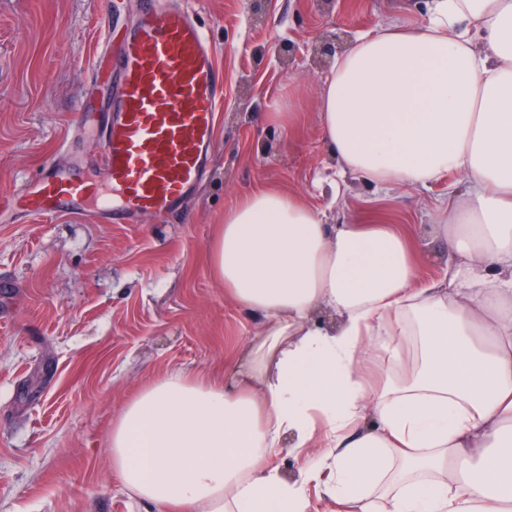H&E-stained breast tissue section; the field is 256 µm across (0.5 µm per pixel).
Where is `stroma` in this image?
I'll return each instance as SVG.
<instances>
[{
    "mask_svg": "<svg viewBox=\"0 0 512 512\" xmlns=\"http://www.w3.org/2000/svg\"><path fill=\"white\" fill-rule=\"evenodd\" d=\"M139 0H0V189L95 147L78 114L104 36L120 40ZM428 0H204L199 15L224 69V110L210 173L184 213L159 223L99 224L17 213L0 222V512H156L133 498L107 450L127 399L169 372L220 376L262 329L212 277L224 211L258 186L325 209L329 224L397 225L420 279L442 278L448 249L430 237L433 203L459 183L382 188L349 175L318 131L334 62L317 33L348 39L424 22ZM293 42L279 61L280 43ZM299 116L295 128L271 119Z\"/></svg>",
    "mask_w": 512,
    "mask_h": 512,
    "instance_id": "obj_1",
    "label": "stroma"
}]
</instances>
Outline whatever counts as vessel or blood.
Returning a JSON list of instances; mask_svg holds the SVG:
<instances>
[{
    "label": "vessel or blood",
    "mask_w": 512,
    "mask_h": 512,
    "mask_svg": "<svg viewBox=\"0 0 512 512\" xmlns=\"http://www.w3.org/2000/svg\"><path fill=\"white\" fill-rule=\"evenodd\" d=\"M224 71L195 10L183 0H142L118 51L104 50L83 103L96 137L92 162H50L11 195L39 216L94 213L107 224H134L180 211L210 163Z\"/></svg>",
    "instance_id": "vessel-or-blood-1"
}]
</instances>
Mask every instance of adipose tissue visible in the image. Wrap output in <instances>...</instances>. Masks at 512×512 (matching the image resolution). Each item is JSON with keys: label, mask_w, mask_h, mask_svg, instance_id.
<instances>
[{"label": "adipose tissue", "mask_w": 512, "mask_h": 512, "mask_svg": "<svg viewBox=\"0 0 512 512\" xmlns=\"http://www.w3.org/2000/svg\"><path fill=\"white\" fill-rule=\"evenodd\" d=\"M340 173L428 188L444 278L385 224H328L261 188L227 209L212 274L262 330L223 380L183 372L113 420V471L162 512H512V0H431L354 40L318 112ZM304 454L294 481L277 449Z\"/></svg>", "instance_id": "adipose-tissue-1"}]
</instances>
